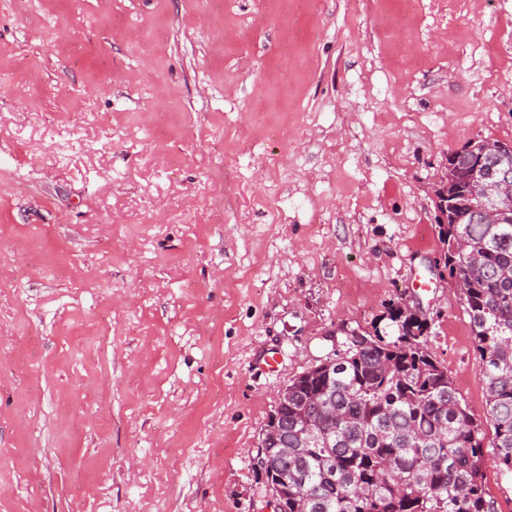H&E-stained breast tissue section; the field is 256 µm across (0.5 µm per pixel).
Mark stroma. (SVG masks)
Wrapping results in <instances>:
<instances>
[{
	"mask_svg": "<svg viewBox=\"0 0 512 512\" xmlns=\"http://www.w3.org/2000/svg\"><path fill=\"white\" fill-rule=\"evenodd\" d=\"M0 0V512H271L288 381L390 305L493 435L434 189L512 143V0Z\"/></svg>",
	"mask_w": 512,
	"mask_h": 512,
	"instance_id": "stroma-1",
	"label": "stroma"
}]
</instances>
